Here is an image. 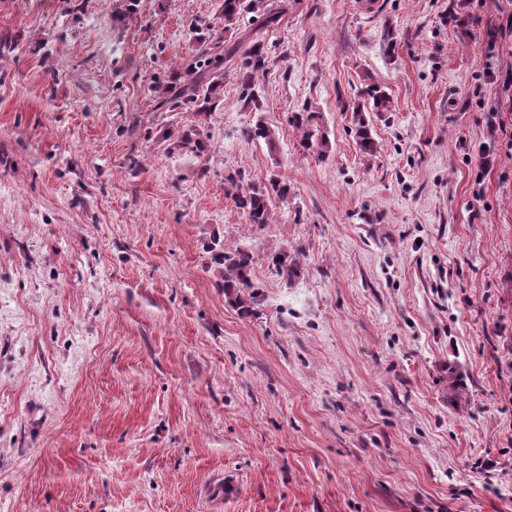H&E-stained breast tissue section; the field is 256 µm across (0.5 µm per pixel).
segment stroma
<instances>
[{"mask_svg": "<svg viewBox=\"0 0 512 512\" xmlns=\"http://www.w3.org/2000/svg\"><path fill=\"white\" fill-rule=\"evenodd\" d=\"M82 3L0 0V512H512V89L474 91L512 69V0L465 28L452 0H261L229 30L222 0ZM201 51L217 109L156 111ZM235 175L288 184L271 223ZM271 61L272 60H270L269 54L266 51L265 44L261 42L253 44L245 53L242 79L246 84V89L251 91V100H254L255 98V77L259 74H264ZM313 120L314 115H312L311 113L306 115L305 113L301 112L296 113L295 126L298 130H301L302 132L300 146L306 151H313V147L317 146V148L320 150V154H323L324 152H326L325 149L328 148V141L322 133L320 135L317 134L318 137L316 139H313L316 134L315 131L311 129ZM214 260L224 268V296L226 302L241 310L249 312L255 294L251 290L254 285L250 279L252 254L238 246L220 247Z\"/></svg>", "mask_w": 512, "mask_h": 512, "instance_id": "stroma-1", "label": "stroma"}]
</instances>
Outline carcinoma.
Wrapping results in <instances>:
<instances>
[{
  "label": "carcinoma",
  "instance_id": "obj_1",
  "mask_svg": "<svg viewBox=\"0 0 512 512\" xmlns=\"http://www.w3.org/2000/svg\"><path fill=\"white\" fill-rule=\"evenodd\" d=\"M259 5L256 0H223L224 29L228 30L244 14L253 13ZM270 64V57L265 44L257 42L253 44L244 56V69L242 79L246 89L255 90V77L264 74ZM223 61L219 58H209L205 52L195 57L185 68V75L178 76L175 84L167 86L158 94L155 110L174 112L189 104L202 102V111H212L218 106L217 89L222 86L221 74ZM214 80H208L209 76ZM367 100L372 102V111L387 112L391 107L389 95L376 85L370 86L363 92ZM314 115H295L296 128L301 130L300 146L311 151L318 148L325 152L328 141L322 134L315 135L311 129ZM355 136L360 150L368 155L377 151L375 141L370 137L366 123L361 115L355 117ZM235 187L233 194L236 206L248 213L251 223L268 224L271 219V199L276 197L282 201L288 200V185L278 180L271 179L265 184L240 185L233 177H228ZM214 260L224 268V296L226 302L244 311H249L254 302L255 294L252 291L254 285L250 279L252 254L239 247L224 246L214 257ZM272 268L280 275L292 272L294 261L288 259V252H277L269 255Z\"/></svg>",
  "mask_w": 512,
  "mask_h": 512
}]
</instances>
